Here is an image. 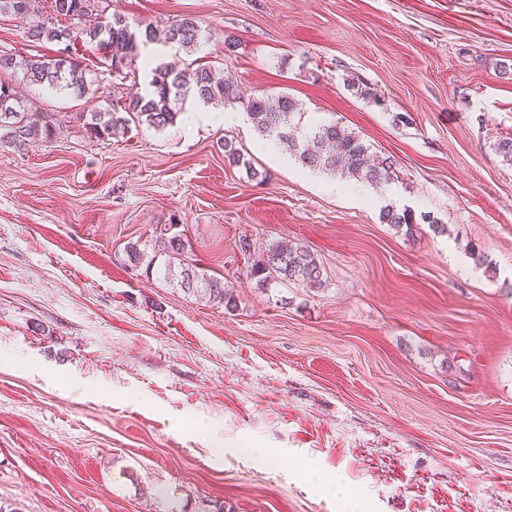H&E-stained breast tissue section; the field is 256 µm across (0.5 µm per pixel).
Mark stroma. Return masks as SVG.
<instances>
[{"mask_svg":"<svg viewBox=\"0 0 512 512\" xmlns=\"http://www.w3.org/2000/svg\"><path fill=\"white\" fill-rule=\"evenodd\" d=\"M202 53L244 94L285 91L396 177L330 195L261 148L248 118L98 141L69 123L0 153V506L5 512H512V0H111ZM29 17L0 54L51 56ZM237 47L225 54V37ZM80 98L23 86L33 111L91 112L145 80L73 47ZM357 78L371 101L348 88ZM411 124L397 125L395 113ZM232 139L264 184L229 165ZM429 214L413 232L386 204ZM178 225L237 310L131 267L128 242ZM445 225L442 234L434 225ZM249 239L252 253L241 252ZM306 246L317 291L259 285L268 244ZM166 43L193 53L208 39L198 23L192 18H183L169 25L164 33Z\"/></svg>","mask_w":512,"mask_h":512,"instance_id":"35a3bbf8","label":"stroma"}]
</instances>
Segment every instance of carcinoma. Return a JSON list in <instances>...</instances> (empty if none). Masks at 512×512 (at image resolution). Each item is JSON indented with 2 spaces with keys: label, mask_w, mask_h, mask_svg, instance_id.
<instances>
[{
  "label": "carcinoma",
  "mask_w": 512,
  "mask_h": 512,
  "mask_svg": "<svg viewBox=\"0 0 512 512\" xmlns=\"http://www.w3.org/2000/svg\"><path fill=\"white\" fill-rule=\"evenodd\" d=\"M100 0H51V16L33 22L28 37L34 42H52L64 47L77 41L88 50H106V59L113 71L119 72L126 61L137 56L142 45L153 43L157 33L152 24L134 22L114 12L104 24L85 25L84 20L99 7ZM30 0H0V15L26 16ZM165 42L192 53L208 39L198 23L183 18L169 25ZM149 72L148 84L131 92L125 101L95 112H80L78 120L91 138H109L117 130L132 128L159 130L174 123L188 99L205 105H233L242 108L257 131L269 140L288 148L302 167L323 170L357 182L380 187L393 180L395 160L377 159L356 133L336 122L305 128L300 125L303 109L297 99L287 93L241 95L236 79L229 71L217 72L212 61L197 59L176 65L144 61ZM31 86L54 94L80 97L90 80L82 61L70 53L16 59L0 55V152L20 150L43 135L56 133V122L49 112H33L17 96L16 75ZM224 158L229 164L242 167L257 176L253 162L231 140L222 142ZM382 221L410 231L418 223L409 209L387 208ZM175 225L159 227L157 241L166 257L165 271L177 273L180 286L194 293L207 294L224 303V308H238L237 297L224 286V281L201 274L185 257V239L173 232ZM128 261L135 267L145 265V273L153 270L154 260L147 259V249L138 242L125 248ZM250 275L261 285L286 282L318 291L324 285V269L319 259L303 246L289 240L276 241L263 251L261 259L252 264Z\"/></svg>",
  "instance_id": "1"
}]
</instances>
